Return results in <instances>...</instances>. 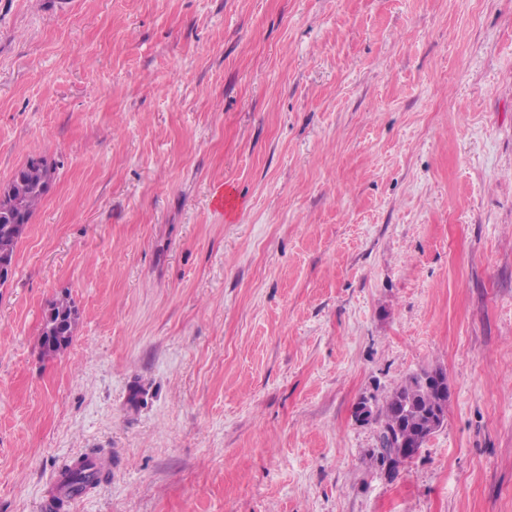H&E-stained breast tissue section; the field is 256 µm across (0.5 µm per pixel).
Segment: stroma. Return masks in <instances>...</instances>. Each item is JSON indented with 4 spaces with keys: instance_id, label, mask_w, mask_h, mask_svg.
I'll return each instance as SVG.
<instances>
[{
    "instance_id": "stroma-1",
    "label": "stroma",
    "mask_w": 512,
    "mask_h": 512,
    "mask_svg": "<svg viewBox=\"0 0 512 512\" xmlns=\"http://www.w3.org/2000/svg\"><path fill=\"white\" fill-rule=\"evenodd\" d=\"M31 156L0 512L94 448L67 512H512V0H0V188ZM429 367L389 473L355 406ZM76 310L71 300L63 295L54 300L47 315L38 345L41 349H48L49 356L64 352L71 343L75 324ZM97 454L96 451H91L85 454L80 462L75 463L70 468H66L68 484L74 494L82 493L88 487L97 485L103 479L104 470L101 464L94 470L90 468L91 462H98Z\"/></svg>"
}]
</instances>
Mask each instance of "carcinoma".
I'll return each mask as SVG.
<instances>
[{"instance_id":"cac0c4a2","label":"carcinoma","mask_w":512,"mask_h":512,"mask_svg":"<svg viewBox=\"0 0 512 512\" xmlns=\"http://www.w3.org/2000/svg\"><path fill=\"white\" fill-rule=\"evenodd\" d=\"M54 174L55 168L43 157H30L15 170L8 189L14 192L21 207L14 206L9 198L0 199V253L16 255L17 245L22 239L18 225L30 223L34 210L49 190ZM75 315L76 310L67 296L54 300L38 337L39 347L49 350L51 356L64 352L72 340ZM429 374L430 371L424 370L409 377L386 397L383 405L377 407L375 422L381 432L376 459L394 472L412 459L410 455L398 454L397 440L415 435L424 425L426 415L439 401L438 389L424 383V377ZM95 460L97 452L92 451L67 469V480L73 493L79 494L101 482L103 466L91 468V462Z\"/></svg>"}]
</instances>
